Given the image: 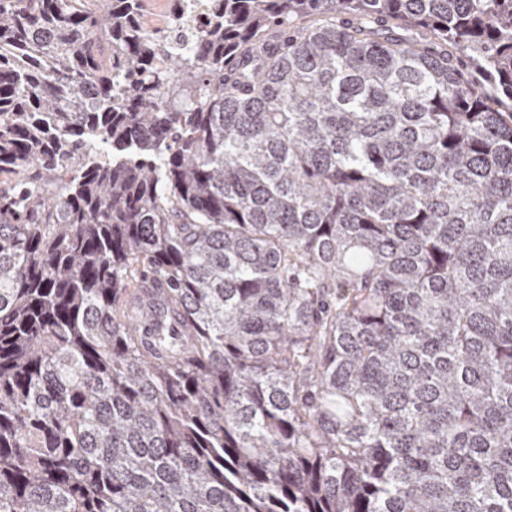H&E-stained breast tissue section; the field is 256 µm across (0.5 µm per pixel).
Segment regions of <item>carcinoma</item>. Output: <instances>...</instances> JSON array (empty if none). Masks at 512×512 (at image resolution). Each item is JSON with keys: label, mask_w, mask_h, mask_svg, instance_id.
I'll return each instance as SVG.
<instances>
[{"label": "carcinoma", "mask_w": 512, "mask_h": 512, "mask_svg": "<svg viewBox=\"0 0 512 512\" xmlns=\"http://www.w3.org/2000/svg\"><path fill=\"white\" fill-rule=\"evenodd\" d=\"M0 0V512H512V0Z\"/></svg>", "instance_id": "1"}]
</instances>
